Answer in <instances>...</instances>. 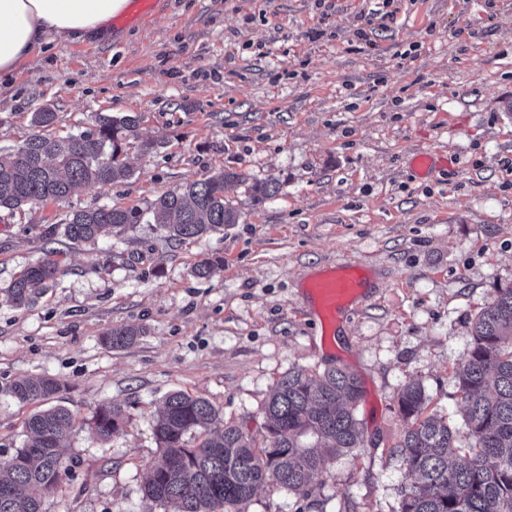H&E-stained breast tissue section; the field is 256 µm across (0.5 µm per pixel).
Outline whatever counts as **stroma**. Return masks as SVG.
Masks as SVG:
<instances>
[{
    "label": "stroma",
    "instance_id": "obj_1",
    "mask_svg": "<svg viewBox=\"0 0 512 512\" xmlns=\"http://www.w3.org/2000/svg\"><path fill=\"white\" fill-rule=\"evenodd\" d=\"M381 6L395 13L384 26ZM45 105L56 134L109 112L156 144L129 145L125 180L0 211V383L57 378L75 420L45 512H160L143 489L167 394L204 397L258 438L276 384L331 364L361 383L363 444L328 458L308 494L265 485L244 512H400L390 449L411 380L469 446L454 374L475 316L512 286V0H158L148 22L127 8L106 36L50 44L1 81L0 148ZM426 148L448 151L451 169L415 177ZM229 168L280 190L261 205L247 184L229 190L240 220L223 232L174 243L133 224L45 250L43 231L72 211L143 207ZM45 259L59 268L51 288L6 303L14 276ZM207 259L219 267L197 276ZM349 260L378 292L334 331L306 316L302 282ZM119 325L144 333L106 347ZM106 403L125 419L103 442L89 423ZM34 410L0 394V460L25 445Z\"/></svg>",
    "mask_w": 512,
    "mask_h": 512
}]
</instances>
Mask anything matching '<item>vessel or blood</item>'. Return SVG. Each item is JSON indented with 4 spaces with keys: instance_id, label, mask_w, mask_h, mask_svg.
Here are the masks:
<instances>
[{
    "instance_id": "b4317fda",
    "label": "vessel or blood",
    "mask_w": 512,
    "mask_h": 512,
    "mask_svg": "<svg viewBox=\"0 0 512 512\" xmlns=\"http://www.w3.org/2000/svg\"><path fill=\"white\" fill-rule=\"evenodd\" d=\"M450 160L443 151H421L413 155L410 167L417 177L426 178L447 168ZM360 270V263L345 262L331 266L310 282L313 309L319 318L336 323L351 306L371 300L376 289L366 283Z\"/></svg>"
}]
</instances>
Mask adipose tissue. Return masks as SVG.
Instances as JSON below:
<instances>
[{
    "label": "adipose tissue",
    "instance_id": "obj_1",
    "mask_svg": "<svg viewBox=\"0 0 512 512\" xmlns=\"http://www.w3.org/2000/svg\"><path fill=\"white\" fill-rule=\"evenodd\" d=\"M129 0H0V76L56 41L105 34Z\"/></svg>",
    "mask_w": 512,
    "mask_h": 512
}]
</instances>
